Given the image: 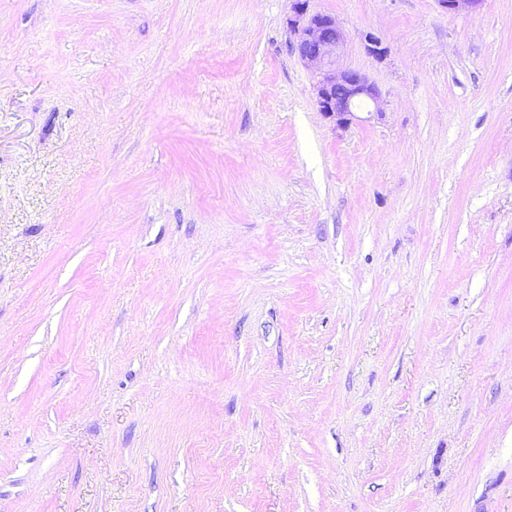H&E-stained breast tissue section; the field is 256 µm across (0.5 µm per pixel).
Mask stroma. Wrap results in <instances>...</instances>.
<instances>
[{"mask_svg":"<svg viewBox=\"0 0 512 512\" xmlns=\"http://www.w3.org/2000/svg\"><path fill=\"white\" fill-rule=\"evenodd\" d=\"M308 10L0 0V512H512V0ZM288 28L293 35L297 57L318 76L316 104L325 118L345 125L355 117V110L366 106L378 111L379 88L361 72L336 69V50L344 41L336 19L328 14L309 13L308 0H292Z\"/></svg>","mask_w":512,"mask_h":512,"instance_id":"1","label":"stroma"}]
</instances>
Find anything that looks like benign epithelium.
<instances>
[{
	"mask_svg": "<svg viewBox=\"0 0 512 512\" xmlns=\"http://www.w3.org/2000/svg\"><path fill=\"white\" fill-rule=\"evenodd\" d=\"M450 13L475 12L483 0H437ZM288 28L293 35L297 57L318 76L316 104L324 117L345 125L355 110L366 106L379 109L381 92L361 72L336 67V50L344 41L336 19L328 14L308 12V0H293Z\"/></svg>",
	"mask_w": 512,
	"mask_h": 512,
	"instance_id": "obj_1",
	"label": "benign epithelium"
}]
</instances>
